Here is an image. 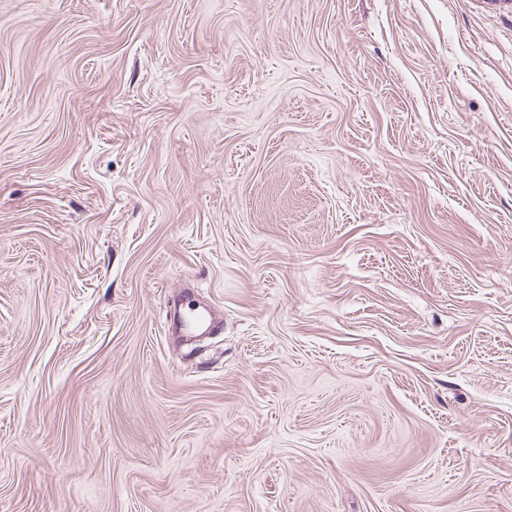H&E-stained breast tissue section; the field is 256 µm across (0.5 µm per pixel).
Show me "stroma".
<instances>
[{
  "label": "stroma",
  "instance_id": "1",
  "mask_svg": "<svg viewBox=\"0 0 512 512\" xmlns=\"http://www.w3.org/2000/svg\"><path fill=\"white\" fill-rule=\"evenodd\" d=\"M0 512H512V0H0Z\"/></svg>",
  "mask_w": 512,
  "mask_h": 512
}]
</instances>
